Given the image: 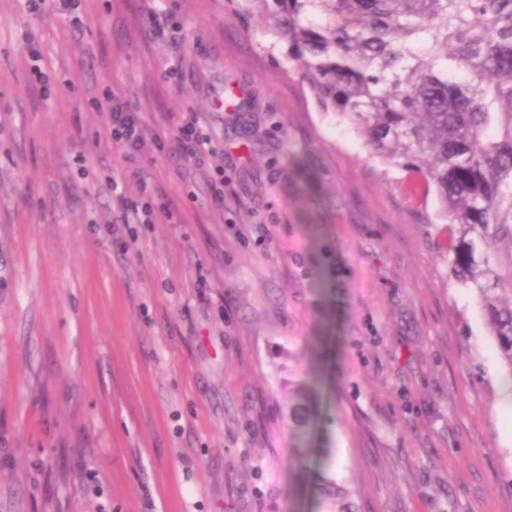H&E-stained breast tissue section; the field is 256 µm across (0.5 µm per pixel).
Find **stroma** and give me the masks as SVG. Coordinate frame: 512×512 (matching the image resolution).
<instances>
[{
  "label": "stroma",
  "mask_w": 512,
  "mask_h": 512,
  "mask_svg": "<svg viewBox=\"0 0 512 512\" xmlns=\"http://www.w3.org/2000/svg\"><path fill=\"white\" fill-rule=\"evenodd\" d=\"M75 2L0 0V512H321L326 448L358 512H512L505 372L436 201L235 0ZM110 95L141 115L140 178ZM149 195L179 223H113ZM176 140L186 157L198 160L203 157V149L212 141L209 134L194 119L177 128ZM312 393L304 383H295L288 391V421L295 439L303 440L313 419Z\"/></svg>",
  "instance_id": "1"
}]
</instances>
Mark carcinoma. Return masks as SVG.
<instances>
[{"label":"carcinoma","instance_id":"obj_1","mask_svg":"<svg viewBox=\"0 0 512 512\" xmlns=\"http://www.w3.org/2000/svg\"><path fill=\"white\" fill-rule=\"evenodd\" d=\"M287 45L323 112L371 154L423 181L448 224L450 276L474 292L512 376V0H238ZM313 419L288 391L295 439ZM324 512H354L327 467Z\"/></svg>","mask_w":512,"mask_h":512}]
</instances>
